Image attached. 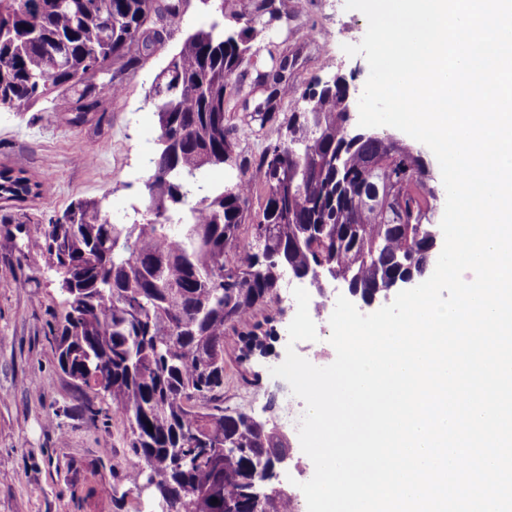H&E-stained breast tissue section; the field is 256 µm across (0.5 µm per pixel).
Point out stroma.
<instances>
[{"label":"stroma","mask_w":512,"mask_h":512,"mask_svg":"<svg viewBox=\"0 0 512 512\" xmlns=\"http://www.w3.org/2000/svg\"><path fill=\"white\" fill-rule=\"evenodd\" d=\"M287 29L270 38L287 40L288 78L302 83L340 76L358 102L369 76L363 56L347 55L344 42L359 44L365 16L345 0H304ZM350 29V40L338 32ZM169 54L161 49L126 81L122 98L102 96L101 110L72 123L69 100L16 114L0 111V168L22 170L48 182V195L19 203L0 200V512H155L145 476L131 467L120 421L110 399L94 397L58 367L50 338L64 315V296L45 250L51 220L72 203L106 198L117 224L141 221L146 159L154 151L155 117L145 95ZM278 332L273 352L239 362L224 348V405L267 420L271 394L286 398L289 384L273 377L288 344L295 311L269 304ZM95 401L104 414L90 422L84 406Z\"/></svg>","instance_id":"stroma-1"}]
</instances>
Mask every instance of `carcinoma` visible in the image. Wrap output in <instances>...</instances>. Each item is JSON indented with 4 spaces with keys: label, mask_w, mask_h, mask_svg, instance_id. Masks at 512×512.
Segmentation results:
<instances>
[{
    "label": "carcinoma",
    "mask_w": 512,
    "mask_h": 512,
    "mask_svg": "<svg viewBox=\"0 0 512 512\" xmlns=\"http://www.w3.org/2000/svg\"><path fill=\"white\" fill-rule=\"evenodd\" d=\"M199 2L206 20L185 33L191 0H0V109L57 92L82 122L100 109L97 90L118 98L178 40L146 95L158 136L144 222L112 223L103 196L46 229L69 286L54 353L112 401L157 512H290L289 497L251 499L284 444L223 406L224 345L241 360L271 348L273 319L258 313L277 299L283 262L326 264L368 305L391 281L424 277L440 192L419 151L352 132L343 80L315 95L318 79L290 83L288 55L255 44L294 17L288 0ZM224 165L234 180L209 184L206 170ZM46 193L0 170L7 198Z\"/></svg>",
    "instance_id": "obj_1"
}]
</instances>
